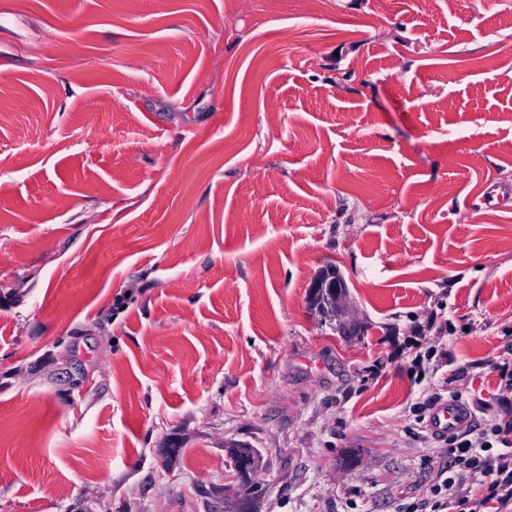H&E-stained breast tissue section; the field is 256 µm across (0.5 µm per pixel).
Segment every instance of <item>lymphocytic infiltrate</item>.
I'll return each mask as SVG.
<instances>
[{"mask_svg": "<svg viewBox=\"0 0 512 512\" xmlns=\"http://www.w3.org/2000/svg\"><path fill=\"white\" fill-rule=\"evenodd\" d=\"M448 460L425 495L400 512H512V422L493 417L483 428L450 435ZM473 474L481 477L478 495L466 483Z\"/></svg>", "mask_w": 512, "mask_h": 512, "instance_id": "1", "label": "lymphocytic infiltrate"}]
</instances>
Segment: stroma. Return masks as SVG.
I'll use <instances>...</instances> for the list:
<instances>
[{
	"instance_id": "stroma-1",
	"label": "stroma",
	"mask_w": 512,
	"mask_h": 512,
	"mask_svg": "<svg viewBox=\"0 0 512 512\" xmlns=\"http://www.w3.org/2000/svg\"><path fill=\"white\" fill-rule=\"evenodd\" d=\"M505 362L512 0H0V512H396ZM312 290V302L324 317L325 321L336 320V298L343 297L345 284L336 268L323 270L315 282Z\"/></svg>"
}]
</instances>
